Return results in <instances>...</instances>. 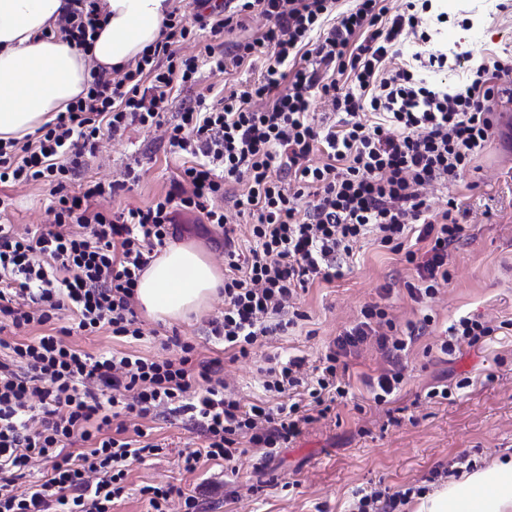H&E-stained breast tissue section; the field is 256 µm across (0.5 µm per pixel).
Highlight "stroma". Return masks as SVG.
Masks as SVG:
<instances>
[{"label": "stroma", "instance_id": "obj_1", "mask_svg": "<svg viewBox=\"0 0 512 512\" xmlns=\"http://www.w3.org/2000/svg\"><path fill=\"white\" fill-rule=\"evenodd\" d=\"M499 2L441 0L439 8L447 12L448 21L441 24L437 40L460 52L461 58L448 70L430 74V81L459 86L474 64L512 52V7L499 10ZM181 163L156 131L135 128L120 140L103 138L82 177L108 183L122 179L126 167L138 166L139 182L102 204L114 209L142 207L168 190ZM0 197L10 202L0 220L18 231L47 224V187L5 188ZM452 197L467 211L469 237L448 255L452 278L432 304L434 325L403 359L402 390L388 404L371 401L363 378L377 374L386 360L375 343L364 344L348 358L354 405H337L327 417L307 425L269 463H261L252 452L242 456L233 480L242 487L258 486V494L224 497L214 502L213 512H348L357 489L422 486L431 470L463 454L478 467L512 456V330L448 356L436 347L442 330L459 316L512 320V162L495 144H488L457 185L434 191L430 200L433 207L441 208ZM179 221L180 242L197 245L213 263L223 265L218 232L191 214L181 215ZM355 252L357 261L343 278L315 282L302 293L300 306L307 314L302 326L257 348L252 358L225 361L227 379L246 400L262 395L257 369L266 358L297 356L315 364L326 346L355 323L366 304L388 305L402 325L418 317L420 306L407 292L408 284L416 280L413 267L368 239L359 242ZM223 309L224 297L219 294L203 315L175 322L145 319L147 335L134 344L106 331L76 335L72 341L92 355L113 350L152 357L163 355L162 338L175 333L196 344L201 356L214 357L221 348L207 336L206 322ZM444 380L455 384L453 396L425 401L427 388ZM138 425L150 430L164 453L130 461L128 482L133 493L112 512H147L139 493L147 484H170L188 493L223 480L222 466L211 461L200 463L195 472L183 471L181 454L200 449L202 440L181 417L142 419Z\"/></svg>", "mask_w": 512, "mask_h": 512}]
</instances>
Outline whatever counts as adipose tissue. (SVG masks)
Instances as JSON below:
<instances>
[{"label": "adipose tissue", "mask_w": 512, "mask_h": 512, "mask_svg": "<svg viewBox=\"0 0 512 512\" xmlns=\"http://www.w3.org/2000/svg\"><path fill=\"white\" fill-rule=\"evenodd\" d=\"M66 0H0V139L34 133L66 111L90 68L118 67L160 37L171 0H105L98 37L82 52L44 37ZM224 284L193 244H173L142 274L137 301L149 318L175 321L205 310ZM417 512H512V458L498 460L419 498Z\"/></svg>", "instance_id": "adipose-tissue-1"}]
</instances>
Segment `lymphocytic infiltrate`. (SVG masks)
<instances>
[{"label":"lymphocytic infiltrate","mask_w":512,"mask_h":512,"mask_svg":"<svg viewBox=\"0 0 512 512\" xmlns=\"http://www.w3.org/2000/svg\"><path fill=\"white\" fill-rule=\"evenodd\" d=\"M193 16L170 11L160 39L110 71L93 68L86 90L67 110L23 138L0 139V186L48 187V227L21 235L0 225V512H112L124 499L130 460L160 454L131 438L125 415H186L203 438L200 458L232 464L248 449L275 458L306 425L352 396L348 355L374 342L388 362L370 382L383 405L401 390L400 358L432 325L431 314L398 326L387 305L366 304L357 323L329 345L319 366L293 357L265 368L266 399L246 404L228 389L221 359L199 360L193 344L169 336L173 357L85 353L68 341L101 330L142 339L135 309L144 270L180 232L178 217L198 215L224 235V313L208 333L235 357H249L269 337L303 319L296 305L314 282L342 277L364 239L403 255L416 272L418 303L451 279L448 250L466 235L456 198L434 210L430 190L455 185L492 140L494 103L512 89V55L472 69L448 91L428 81L448 55L423 30L432 0H406L390 13L384 0H197ZM433 13V12H432ZM261 35L224 45L247 18ZM105 16L100 0H70L55 27L80 50ZM210 40L197 53L185 45ZM417 39L410 59L401 45ZM253 81L216 101H182L179 89L204 73L233 74L257 60ZM329 111L316 113L315 99ZM133 126L157 129L184 158L169 189L143 207L106 209L100 198L122 181L67 184L102 136ZM325 156L312 165L314 152ZM231 208H224L223 199ZM250 217L248 244L235 243L232 214ZM498 327L462 316L446 328L441 353L476 346ZM205 383L192 392L196 380ZM108 402H101V395ZM79 442L84 450L67 453ZM47 469L22 493L16 480ZM421 486L389 493L357 491L351 512H400Z\"/></svg>","instance_id":"f902f5d3"}]
</instances>
